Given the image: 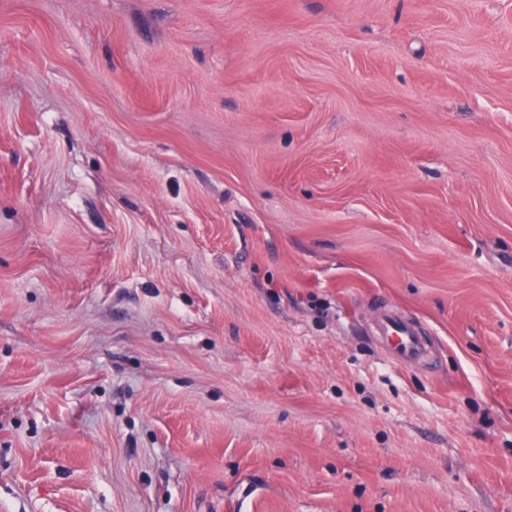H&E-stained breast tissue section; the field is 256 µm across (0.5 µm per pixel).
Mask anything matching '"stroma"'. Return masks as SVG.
Returning <instances> with one entry per match:
<instances>
[{"label": "stroma", "mask_w": 512, "mask_h": 512, "mask_svg": "<svg viewBox=\"0 0 512 512\" xmlns=\"http://www.w3.org/2000/svg\"><path fill=\"white\" fill-rule=\"evenodd\" d=\"M0 512H512V0H0ZM382 336L391 343L394 359L404 365H413L423 354V344L418 327L393 316L379 320Z\"/></svg>", "instance_id": "35a3bbf8"}]
</instances>
